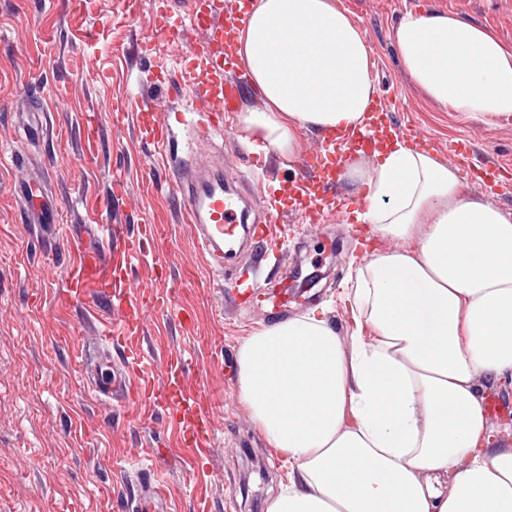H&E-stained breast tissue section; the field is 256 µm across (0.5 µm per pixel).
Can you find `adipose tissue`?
<instances>
[{"label": "adipose tissue", "mask_w": 512, "mask_h": 512, "mask_svg": "<svg viewBox=\"0 0 512 512\" xmlns=\"http://www.w3.org/2000/svg\"><path fill=\"white\" fill-rule=\"evenodd\" d=\"M396 46L433 102L479 127L512 122V45L493 30L409 12ZM231 49L264 99L242 121L281 154L305 129L369 127L366 34L335 0H253ZM342 176L367 190L358 221L401 247L357 267L349 341L312 311L240 346V399L291 465L268 512H512V445L482 397L512 375V213L398 139Z\"/></svg>", "instance_id": "obj_1"}]
</instances>
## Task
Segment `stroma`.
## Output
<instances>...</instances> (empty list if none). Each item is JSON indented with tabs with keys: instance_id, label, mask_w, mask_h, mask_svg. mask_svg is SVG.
Masks as SVG:
<instances>
[{
	"instance_id": "stroma-1",
	"label": "stroma",
	"mask_w": 512,
	"mask_h": 512,
	"mask_svg": "<svg viewBox=\"0 0 512 512\" xmlns=\"http://www.w3.org/2000/svg\"><path fill=\"white\" fill-rule=\"evenodd\" d=\"M366 33L379 69L378 92L397 94L386 113L392 130L412 125L430 136L447 158L449 144L471 140L472 165L481 181L466 179V194L512 212V124L480 128L427 99L403 73L395 46L400 18L413 12H450L485 26L512 44V0H338ZM202 31L187 43H163L151 0H0V512H123L136 472L150 455L165 453L163 477L176 512H267L288 482V462L266 441L241 403L237 351L262 327L319 308L342 338L355 322L345 293L366 250L389 252L395 241H362L361 225L338 216L324 224L288 219L285 249L304 273L319 275L311 288L291 283L279 313L255 306L224 311L229 287L209 274L187 225L174 208L179 190L153 146L142 140L135 114L113 125L108 101L144 103L157 112L183 107L190 96L180 83L182 57L200 49ZM160 73L164 84L145 87L134 77ZM43 97L46 123L38 140L20 135L16 114ZM97 118L99 141L87 150L88 118ZM24 155L16 166L15 155ZM501 172H491L492 164ZM122 171V196L113 174ZM46 175L60 204L56 233L27 223L13 195L16 180ZM121 221L129 234L162 224V251L137 257L132 272L140 288L157 287L165 272L173 296L168 312L150 311L136 344L147 362L186 350L196 372L191 393L211 407L213 446L202 474L184 464L185 446L163 412L130 425L126 406L95 400L74 360L87 340L86 319L108 323L109 309L81 303L59 307L65 254L89 220Z\"/></svg>"
}]
</instances>
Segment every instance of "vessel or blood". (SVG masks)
Wrapping results in <instances>:
<instances>
[{
	"instance_id": "obj_1",
	"label": "vessel or blood",
	"mask_w": 512,
	"mask_h": 512,
	"mask_svg": "<svg viewBox=\"0 0 512 512\" xmlns=\"http://www.w3.org/2000/svg\"><path fill=\"white\" fill-rule=\"evenodd\" d=\"M156 15L166 43H184L192 28L205 31L206 41L203 50L183 57L182 80L193 91L192 106L175 113L170 121L156 120L150 111L138 113L139 131L152 142L180 188L183 219L205 266L225 273L231 280L239 279L246 266L254 276H262L268 268L270 246L280 243L286 234V206L275 193H268L264 219H251L247 180L225 184L223 169L201 166L192 157L180 156L173 130L174 125H183L197 138L232 130L234 113L247 86L237 60L224 52V35L245 21L247 0H180L176 7L168 0H158ZM375 149L374 138L359 131L326 133L318 139L314 151L298 163L295 179L285 185L289 192L309 196L308 202L295 211L302 223H321L326 206L339 197L344 163L360 154H372ZM243 161L248 173L270 171L271 152L260 135H249ZM17 197L34 223H55L58 206L48 203L45 195L24 186L18 189ZM163 236L161 226L155 224L143 225L135 236L127 235L123 225L99 224L91 240L71 243L66 286L57 301L63 306L78 300L108 306L114 313L112 322L94 329L103 347L125 346L128 337L140 333L144 310L158 304L159 293L137 289L126 271L133 255ZM188 365V358L181 352H171L163 359L162 380L157 383L140 378L136 357H125L118 367L106 359L98 362L88 386L97 396L122 404L127 403L130 391H137L138 406L176 415L183 445L206 449L212 445L206 406L198 405L196 417L181 418L173 397L175 389L183 387L187 379ZM137 499L136 512H165L167 494L154 469H147L139 477Z\"/></svg>"
}]
</instances>
